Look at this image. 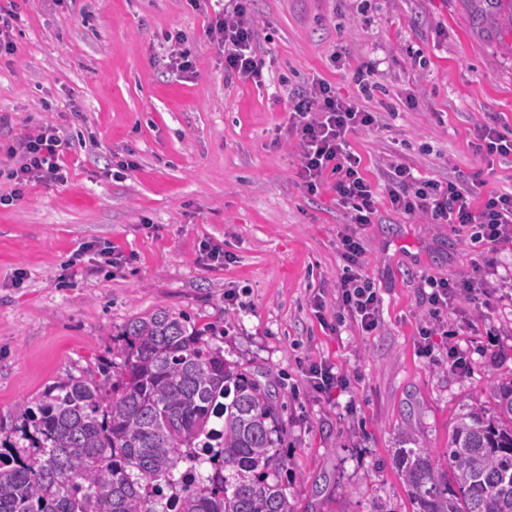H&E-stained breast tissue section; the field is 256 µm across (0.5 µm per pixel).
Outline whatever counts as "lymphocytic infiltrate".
<instances>
[{"instance_id": "1", "label": "lymphocytic infiltrate", "mask_w": 512, "mask_h": 512, "mask_svg": "<svg viewBox=\"0 0 512 512\" xmlns=\"http://www.w3.org/2000/svg\"><path fill=\"white\" fill-rule=\"evenodd\" d=\"M216 9L206 29L207 37L224 58V71L262 84L265 62L256 51L255 21L249 0H214ZM379 123L376 113L355 100L336 96L330 84L316 79L288 95V129L295 138L300 157L298 177L308 193H316L325 175L336 179L338 204L352 224L373 223L378 197L360 171L361 158L347 140L350 133L372 129ZM66 143L58 127L45 122L13 139L6 148L8 180L17 190L34 182L64 181L63 156ZM388 201L393 211L422 217L429 224H475L477 240L512 242V191L490 194L481 207L472 204L474 187L468 181L440 182L415 177L405 164L391 161L386 171ZM345 272L336 290V320L354 323L362 332L376 329L380 296L370 278L361 273L363 247L358 238H341ZM512 288V279L499 276L495 260H488L480 277L462 281H429L426 301L432 317L448 310L463 297L479 300L490 283Z\"/></svg>"}]
</instances>
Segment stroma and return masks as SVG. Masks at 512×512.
Here are the masks:
<instances>
[{
	"label": "stroma",
	"mask_w": 512,
	"mask_h": 512,
	"mask_svg": "<svg viewBox=\"0 0 512 512\" xmlns=\"http://www.w3.org/2000/svg\"><path fill=\"white\" fill-rule=\"evenodd\" d=\"M250 4L270 66L262 86L225 75L206 35L209 0H15L16 52L0 57V146L47 102L69 147L65 183L32 185L0 206V441L16 437L19 401L111 366L122 326L166 310L276 394L291 512H417L398 449H428L447 469L460 416L512 382V302L476 310L472 329L426 351L420 286L469 273L487 254L512 273V243H476L473 227L393 211L381 171L395 156L428 179L478 177L479 205L512 190V158L490 161L471 145L493 117L512 134V13L474 0ZM176 32L195 57L184 78L165 66ZM366 64L375 72L365 95L354 72ZM315 79L381 117L348 137L378 193L374 223L346 224L334 178L314 194L300 186L285 97ZM128 158L137 169L119 172ZM351 231L382 299L367 335L335 327L340 238ZM204 240L226 262L201 264ZM90 242L112 244L123 264L99 265ZM18 268L27 277L16 286ZM230 289L243 302L233 313ZM452 345L466 373L450 368ZM321 360L346 379L330 396L303 374Z\"/></svg>",
	"instance_id": "obj_1"
}]
</instances>
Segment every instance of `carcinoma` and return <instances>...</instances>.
Masks as SVG:
<instances>
[{
	"label": "carcinoma",
	"mask_w": 512,
	"mask_h": 512,
	"mask_svg": "<svg viewBox=\"0 0 512 512\" xmlns=\"http://www.w3.org/2000/svg\"><path fill=\"white\" fill-rule=\"evenodd\" d=\"M120 336L112 373L69 375L16 404L29 446L0 448V512H289L268 387L169 311ZM489 397L458 421L448 472L425 448L399 449L419 512H512V383ZM195 448L217 453L188 487Z\"/></svg>",
	"instance_id": "carcinoma-1"
}]
</instances>
